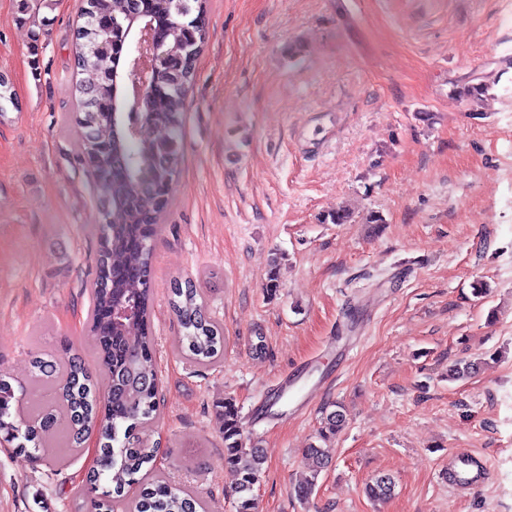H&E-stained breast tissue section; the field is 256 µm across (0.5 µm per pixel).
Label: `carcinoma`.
Listing matches in <instances>:
<instances>
[{
  "instance_id": "obj_1",
  "label": "carcinoma",
  "mask_w": 512,
  "mask_h": 512,
  "mask_svg": "<svg viewBox=\"0 0 512 512\" xmlns=\"http://www.w3.org/2000/svg\"><path fill=\"white\" fill-rule=\"evenodd\" d=\"M206 0H82L76 28L75 67L95 75L78 83L75 125L86 142L90 159L108 158L94 169L97 200L102 212L98 278L92 288L90 327L97 337L99 360L107 371V395L99 397L88 369L75 356H36L29 392L36 395L43 380L53 382L54 405L40 400L25 416L11 412L17 401L12 384L0 378V439L23 438L17 451L34 457L45 454L52 435L76 449L96 434L102 469L92 471L94 512H114L113 503L133 486L138 493L127 512H200V501L188 491L156 478L142 484L136 478L159 452L145 448L137 432L156 419L158 384L153 364L149 307L153 248L158 219L179 173L185 97L195 77L196 60L206 36ZM150 23L159 45L158 76L141 103V131L127 133L128 116L112 121V102L128 97L130 39ZM172 307L183 329L185 355L197 362L219 359L224 353L220 327L207 318L197 288L189 281L175 283ZM476 361L459 362L448 378L463 380L480 369ZM224 461L238 475L232 490L236 512H255V488L264 473L261 449L244 442V426L236 402L224 399ZM345 423L341 409L326 414L319 431L323 440ZM329 450L311 445L306 450L310 475L294 487L306 499L314 492ZM370 499L385 500L394 491L386 475L366 487Z\"/></svg>"
}]
</instances>
